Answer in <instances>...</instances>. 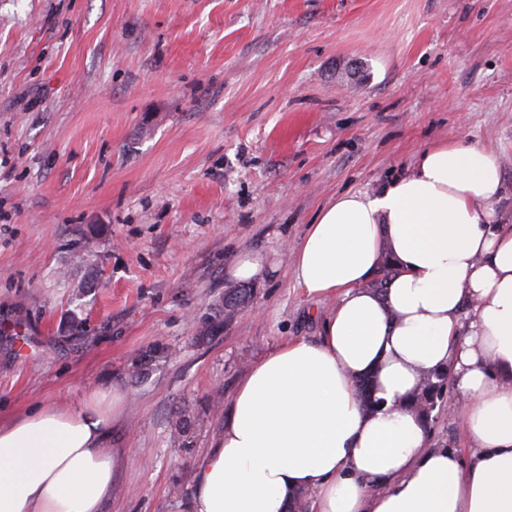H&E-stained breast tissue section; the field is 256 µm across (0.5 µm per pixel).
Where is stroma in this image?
<instances>
[{"mask_svg": "<svg viewBox=\"0 0 512 512\" xmlns=\"http://www.w3.org/2000/svg\"><path fill=\"white\" fill-rule=\"evenodd\" d=\"M461 138L512 225V0H0V423L119 385L103 512H187L248 364L333 307L295 282L308 225ZM244 252L272 268L199 339ZM241 309L236 308L234 305H223V302L220 301L213 308L212 313H208L207 316H202L201 323L205 326V329L211 335L217 333L222 326V321L219 319L223 316L224 313V322L231 320L236 315L240 314Z\"/></svg>", "mask_w": 512, "mask_h": 512, "instance_id": "stroma-1", "label": "stroma"}]
</instances>
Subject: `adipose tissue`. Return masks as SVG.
I'll list each match as a JSON object with an SVG mask.
<instances>
[{
	"label": "adipose tissue",
	"instance_id": "1",
	"mask_svg": "<svg viewBox=\"0 0 512 512\" xmlns=\"http://www.w3.org/2000/svg\"><path fill=\"white\" fill-rule=\"evenodd\" d=\"M500 160L431 146L376 192L338 195L294 274L333 300L320 339L246 368L222 437L194 464L190 512H512V225ZM394 274L374 281L383 267ZM451 370L476 453L431 447L413 398ZM370 380L374 407L359 392ZM126 394L41 408L0 426V512H102L129 463L109 447Z\"/></svg>",
	"mask_w": 512,
	"mask_h": 512
}]
</instances>
